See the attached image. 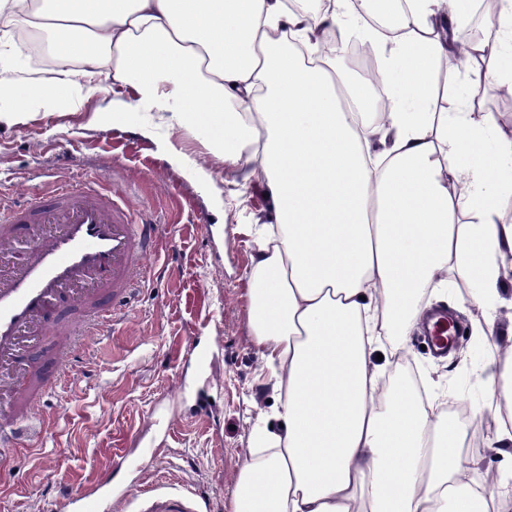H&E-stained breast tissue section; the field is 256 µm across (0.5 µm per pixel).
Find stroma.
Wrapping results in <instances>:
<instances>
[{
    "label": "stroma",
    "instance_id": "obj_1",
    "mask_svg": "<svg viewBox=\"0 0 512 512\" xmlns=\"http://www.w3.org/2000/svg\"><path fill=\"white\" fill-rule=\"evenodd\" d=\"M111 100L107 84L81 109L37 105L22 122L0 123L1 201L32 203L51 183L75 185L105 167L134 211L168 227L128 318L88 345L45 402L42 434L22 435L0 478V512H57L64 488L94 486L107 471L119 491L110 512H137L141 491L159 486L192 491L205 512H231L251 429L275 397L242 298L254 248L248 227L271 223L272 204L256 163L225 167L176 127L145 138L142 112L105 114ZM97 110L104 116L95 123ZM429 305L457 319L467 362L436 358L416 332L397 376L451 387L472 421L464 454L478 461L480 483L512 468V456L484 446L505 407L488 363L512 341V317L501 315L495 336L477 341L465 284L439 289ZM192 336L211 344L202 376L188 350ZM199 391L211 413H196Z\"/></svg>",
    "mask_w": 512,
    "mask_h": 512
}]
</instances>
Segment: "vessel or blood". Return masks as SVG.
Returning <instances> with one entry per match:
<instances>
[{"label":"vessel or blood","instance_id":"1","mask_svg":"<svg viewBox=\"0 0 512 512\" xmlns=\"http://www.w3.org/2000/svg\"><path fill=\"white\" fill-rule=\"evenodd\" d=\"M162 224L137 218L108 178L58 185L39 206L0 211V460L15 433L31 429L77 345L108 335L126 313L133 286L150 271ZM437 356L448 354V320L426 334ZM104 488L65 491L60 507L104 512ZM140 512H201L181 492L142 499Z\"/></svg>","mask_w":512,"mask_h":512}]
</instances>
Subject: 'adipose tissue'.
<instances>
[{"label":"adipose tissue","mask_w":512,"mask_h":512,"mask_svg":"<svg viewBox=\"0 0 512 512\" xmlns=\"http://www.w3.org/2000/svg\"><path fill=\"white\" fill-rule=\"evenodd\" d=\"M363 2L398 10L401 36L363 31L347 0L325 18L383 57L370 78L330 54L307 65L292 42L325 18L284 0H0V28L54 37L57 72L29 99L78 107L74 82L91 94L105 78L123 90L112 109L141 106L146 131L197 124L225 166L261 168L275 221L256 229L245 296L278 407L252 435L233 512H512V478L475 483L463 461L467 421L384 385L375 362L418 328L425 291L444 279L472 288L477 336L512 310V224L500 219L512 137L471 95L435 109L447 49L434 28L466 0ZM511 57L507 0L492 41L469 43L448 83L512 92ZM492 368L507 403L487 436L495 451L512 446V345Z\"/></svg>","instance_id":"obj_1"}]
</instances>
